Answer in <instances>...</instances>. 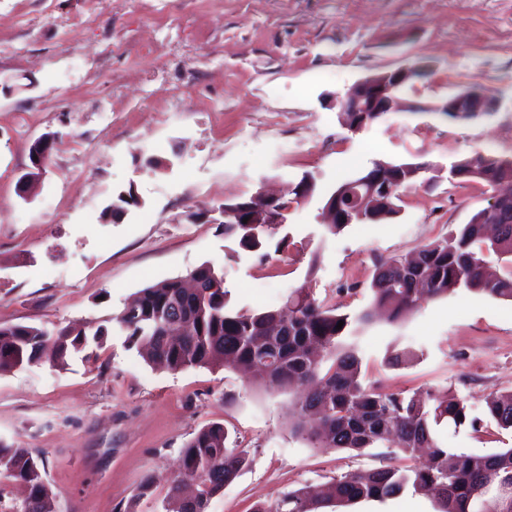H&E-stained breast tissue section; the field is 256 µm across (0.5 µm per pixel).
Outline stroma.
Masks as SVG:
<instances>
[{"label":"stroma","instance_id":"1","mask_svg":"<svg viewBox=\"0 0 512 512\" xmlns=\"http://www.w3.org/2000/svg\"><path fill=\"white\" fill-rule=\"evenodd\" d=\"M413 63L424 76L405 110L352 132L336 100L358 81ZM488 89L495 112L456 121L432 104ZM55 141L34 196L17 181L36 139ZM512 160V0H0V325L106 327L65 364L44 358L0 373V441L42 461L56 512H162L184 444L224 424L252 460L208 512H253L300 485L374 467L371 455L312 451L288 427L286 393L221 367L170 372L112 331L146 285L208 262L234 307L281 306L300 286L355 314L372 300L381 258L457 231L489 206L480 184H421L385 223L323 236L330 193L372 163L450 166L473 153ZM161 159L162 168L148 166ZM287 254L267 260L192 222L257 190L303 176ZM141 204L121 222L101 213L119 192ZM358 284L339 292L345 279ZM363 369L393 390L464 398L477 422L437 426L468 454L512 448L485 400L512 390V301L460 290L363 332ZM154 477L152 491L138 487ZM323 512H437L404 494Z\"/></svg>","mask_w":512,"mask_h":512}]
</instances>
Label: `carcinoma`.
Listing matches in <instances>:
<instances>
[{
  "instance_id": "obj_1",
  "label": "carcinoma",
  "mask_w": 512,
  "mask_h": 512,
  "mask_svg": "<svg viewBox=\"0 0 512 512\" xmlns=\"http://www.w3.org/2000/svg\"><path fill=\"white\" fill-rule=\"evenodd\" d=\"M456 173L485 182L499 192L512 183V163L478 157L454 165ZM407 164L384 168L373 163L366 176L379 183L372 194L362 189V216L349 212L344 183L336 189V204L350 223H383L397 214V201L418 177ZM141 206L134 189L120 192L101 219L122 218L128 207ZM490 210L472 216L456 233L439 235L405 256L380 259L370 283L374 308L392 322L405 318L426 300L446 297L458 289L476 291L512 301V208L495 213L497 232L486 235ZM282 224H226L224 239L240 250L262 258L269 251L288 249ZM505 262L493 270L486 255ZM192 275L201 288L186 294L176 278L151 284L137 297L138 314L122 310L112 326L126 336L131 349L148 363L170 371L191 367H227L239 371L248 384L273 385L288 393V423L308 447L348 450L359 455L375 445L385 446L380 465L365 472H348L333 479L324 501L387 499L406 492L436 500L439 512H512V448L477 455L444 448L433 426L458 428L470 418V409L457 396L437 398L432 391L409 394L392 391L379 382L362 380L363 356L358 333L369 326L373 313L342 314L315 296L310 288H296L275 309H237L230 305L224 276L210 263ZM341 329H336L338 323ZM105 329L93 334L63 327L49 331L33 325L0 326V372L33 363L46 352L59 362L72 352L98 341ZM489 417L502 429H512V390L491 395ZM429 449L426 462L417 461L419 449ZM250 465L246 450L232 447L221 423L198 431L184 446L181 470L172 481L164 512H207L212 498ZM0 479L21 482L28 495L21 502L0 504L3 512H55L52 492L39 461L24 448L0 442ZM196 483L200 504L188 506L181 485ZM306 486L289 489L270 505L254 512H316Z\"/></svg>"
}]
</instances>
